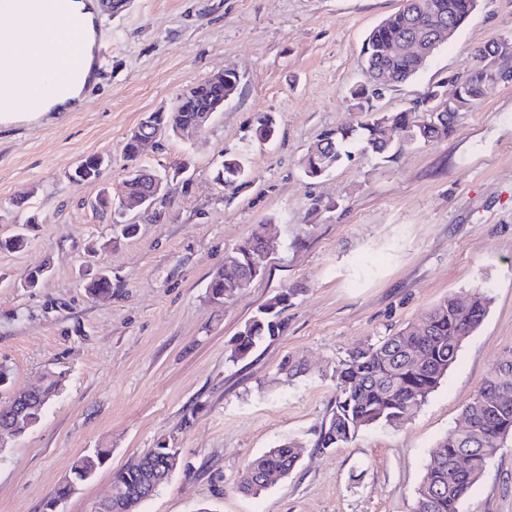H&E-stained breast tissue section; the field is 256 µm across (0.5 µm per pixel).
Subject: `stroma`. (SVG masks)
Here are the masks:
<instances>
[{"mask_svg": "<svg viewBox=\"0 0 512 512\" xmlns=\"http://www.w3.org/2000/svg\"><path fill=\"white\" fill-rule=\"evenodd\" d=\"M402 0H127L104 11L112 40L102 74L76 112L0 125V237L38 222L20 251H0V363L11 389L67 374L41 421L0 450V512H44L76 457L111 454L60 512H91L116 473L159 443L182 466L140 512H413L439 441L503 351L512 348V82L458 116L428 144L397 142L322 177L301 165L327 130L355 124L348 90L361 82L369 31ZM512 43V0H479L453 40L410 81L373 95L377 112L413 107L427 88L475 67L474 51ZM236 94L193 140L162 137L144 164L187 163L163 206L137 216L138 232L92 254L110 221L89 205L119 187L128 133L151 112L219 70ZM275 116L263 141L257 119ZM240 153L248 184L217 183L225 153ZM112 159L102 183L76 184L83 158ZM277 247L264 273L221 305L211 274L254 230ZM48 264L38 287L30 270ZM112 277L110 294L84 287L87 270ZM292 296L279 336L230 361L238 331L283 289ZM478 289L487 317L441 384L412 415L373 425L348 444L316 447L339 360L417 321L450 294ZM301 367L295 379L284 361ZM292 439L299 467L264 494L240 493L244 465ZM460 512H512V440L495 449Z\"/></svg>", "mask_w": 512, "mask_h": 512, "instance_id": "stroma-1", "label": "stroma"}]
</instances>
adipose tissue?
I'll list each match as a JSON object with an SVG mask.
<instances>
[{
	"label": "adipose tissue",
	"mask_w": 512,
	"mask_h": 512,
	"mask_svg": "<svg viewBox=\"0 0 512 512\" xmlns=\"http://www.w3.org/2000/svg\"><path fill=\"white\" fill-rule=\"evenodd\" d=\"M84 40V28L66 14L50 27L36 15L14 18L0 35V82L7 85L13 107L31 102L37 94L43 59H65Z\"/></svg>",
	"instance_id": "ef3b65f1"
}]
</instances>
